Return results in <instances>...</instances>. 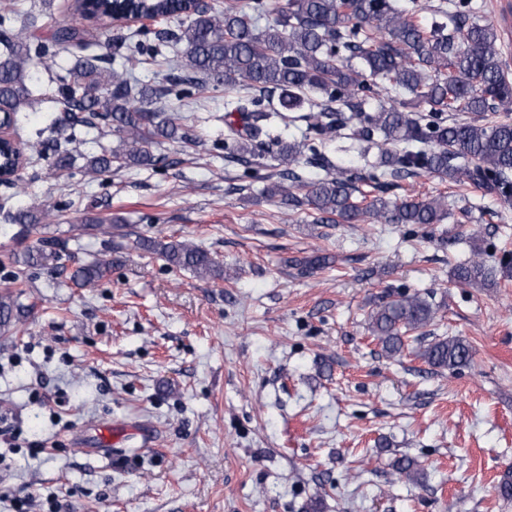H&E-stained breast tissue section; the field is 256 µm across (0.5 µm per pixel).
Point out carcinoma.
I'll list each match as a JSON object with an SVG mask.
<instances>
[{
	"instance_id": "cac0c4a2",
	"label": "carcinoma",
	"mask_w": 512,
	"mask_h": 512,
	"mask_svg": "<svg viewBox=\"0 0 512 512\" xmlns=\"http://www.w3.org/2000/svg\"><path fill=\"white\" fill-rule=\"evenodd\" d=\"M84 16L110 21L133 14L168 17L183 14L189 24L171 35L185 49L165 83L147 85L133 92L126 70L112 67L111 54L78 56L60 71L52 59L60 45L80 51L90 41L76 28H62L50 39L30 32L35 21L15 37L3 36L0 45V114L17 127L21 106L28 101L37 75L46 72L56 84L62 106L58 121L96 129H115L124 134L123 148L91 157L87 165L101 176L112 168L153 167L163 157L153 147L163 140L178 139L197 144L174 114L151 104L167 95L185 106L196 102L204 88L217 91L242 89L235 111L247 123L224 120L231 158L250 164L252 141L262 129L255 125L264 102L279 93L280 106L288 111L309 104L312 111L301 116L316 134L333 140L349 112L361 126L363 136L378 135L386 149L373 170L361 174L332 168L316 182L307 183L301 168L310 163L299 142L273 140L276 158L284 169L266 175L263 193L278 197L293 208L308 206L321 214V221L348 224H440L448 218L445 197L391 200L382 196L358 199L356 183L382 186V179H407L432 174L453 187L471 185L483 195L512 205V78L501 63V39L495 25L485 18L474 0H441L433 14L448 19L426 27L416 8L395 5L391 0H253L255 18L233 8L212 14L195 0H82ZM265 20L256 27L252 20ZM319 94V100L308 94ZM392 93L407 95L402 107L382 106L367 112L369 98ZM463 112L470 121L448 122L449 115ZM504 117L482 124L488 114ZM18 159L10 147L0 150V168L12 173L13 184L22 181ZM65 208L48 205L38 212L21 210L5 219L19 224L27 235H36L22 256L6 252L3 257L22 263L16 279L29 278L27 269L61 267L63 241L41 236L45 226L61 217ZM136 249L155 254L173 268L190 269L202 278L221 279L224 269L202 247L190 241L162 242L138 238ZM335 262L327 254L295 259L305 271L324 269ZM512 263L503 259L499 270L488 267L479 256L454 268L452 283L458 288L495 285L496 274L508 276ZM112 273V258H96L79 265L70 276L78 288H94ZM20 294L0 292V333L8 334L25 321L29 307ZM442 309L419 293L401 292L376 304L370 314L371 332L390 357L402 355L404 337L430 324ZM411 354L434 369L466 365L472 348L460 337L438 338ZM394 470L404 482L417 483L423 476L418 462L408 456L397 459Z\"/></svg>"
}]
</instances>
